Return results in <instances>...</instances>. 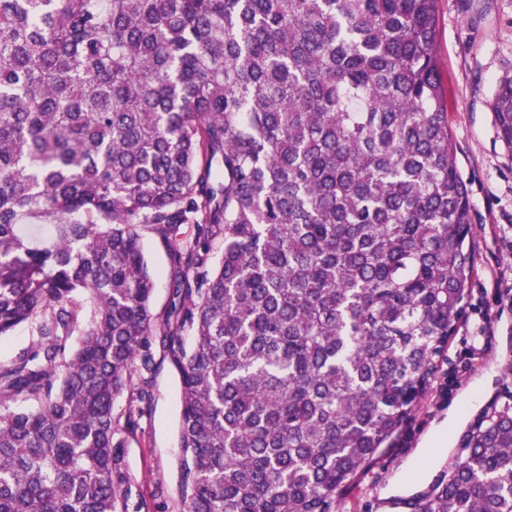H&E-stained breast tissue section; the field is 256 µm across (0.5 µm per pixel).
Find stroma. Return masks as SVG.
I'll return each instance as SVG.
<instances>
[{
  "instance_id": "35a3bbf8",
  "label": "stroma",
  "mask_w": 512,
  "mask_h": 512,
  "mask_svg": "<svg viewBox=\"0 0 512 512\" xmlns=\"http://www.w3.org/2000/svg\"><path fill=\"white\" fill-rule=\"evenodd\" d=\"M436 44L448 84V128L471 204V286L465 315L476 322L490 311L494 336L470 369L460 372L456 365L466 331L457 329L442 365L444 387L427 391L393 448L345 495L344 512H411V501L456 463L482 415L503 404L512 391V305L494 304L492 294L477 286L484 271L512 270V252L490 243L493 225H512V150L499 140L490 109L499 79L512 74V0H440ZM142 244L155 281L153 314L161 324L171 309V248L152 234ZM151 343L152 372L133 375L116 405L125 441L121 489L140 505V512H183L178 376L166 336L155 333ZM144 389L152 395L151 404L137 426L127 428L126 413Z\"/></svg>"
}]
</instances>
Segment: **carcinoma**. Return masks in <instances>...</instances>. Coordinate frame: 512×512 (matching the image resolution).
Masks as SVG:
<instances>
[{"mask_svg":"<svg viewBox=\"0 0 512 512\" xmlns=\"http://www.w3.org/2000/svg\"><path fill=\"white\" fill-rule=\"evenodd\" d=\"M438 4L0 0V340L36 337L0 363V512H129L146 234L183 268L185 512H343L467 296ZM490 107L512 149V76ZM465 448L413 512H512V406Z\"/></svg>","mask_w":512,"mask_h":512,"instance_id":"cac0c4a2","label":"carcinoma"}]
</instances>
